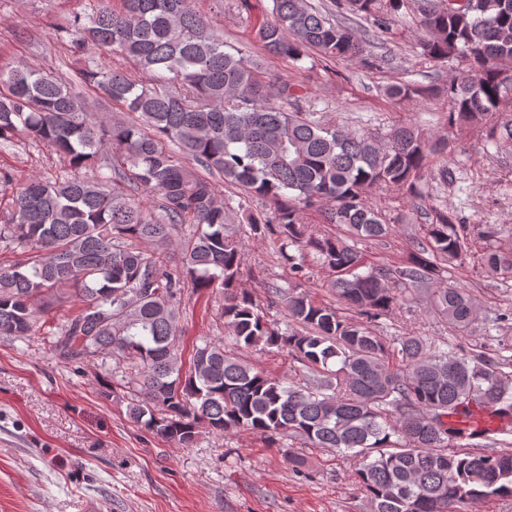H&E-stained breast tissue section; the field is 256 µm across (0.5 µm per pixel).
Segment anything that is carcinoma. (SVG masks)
<instances>
[{
    "label": "carcinoma",
    "mask_w": 512,
    "mask_h": 512,
    "mask_svg": "<svg viewBox=\"0 0 512 512\" xmlns=\"http://www.w3.org/2000/svg\"><path fill=\"white\" fill-rule=\"evenodd\" d=\"M272 2L271 19L256 29L269 53L375 65L365 54L367 34L308 0ZM376 4L332 6L372 18L384 32L404 0H389L387 16ZM417 26L422 55L470 62L448 80V126L479 124L495 148L511 145L512 0H463L450 9L419 0ZM65 31L85 54L75 77L24 64L0 71V140L22 136L64 162L53 180L20 183L0 224V253L22 256L0 266V339L38 335L35 302L50 309L69 290L81 306L56 325L52 351L65 364L109 367L128 389L129 418L153 436L183 448L205 431H248L272 442L298 436L356 460L373 512H465L473 502L511 497L512 451L496 445L512 426L472 429L458 420H470L473 407L512 411V372L482 355L450 358L426 336L388 340L369 327L469 254L465 226L438 207L430 208L426 242L397 266L363 272L356 246L391 232L366 190L384 184L424 198L420 172L431 157L448 156V140L431 141L411 126L359 136L323 121L293 88L267 82L261 63L224 51V36L189 0H121L118 9L89 0ZM97 51L132 61L149 81H130L99 63ZM80 87L140 122L99 119ZM435 94L415 84L388 90L399 100ZM216 176L246 198L264 199L269 211H234L217 193ZM125 186L158 194L157 210L128 197ZM316 205L338 232L302 223L301 211ZM243 224L270 238L288 264V286L272 283L263 301L240 287ZM309 253L336 273V304L305 290ZM483 258L491 273L512 272L511 252L489 246ZM188 288L223 295L220 317L235 349L285 352L313 380L286 383L208 339L182 371L178 309ZM428 301L458 330L470 328L476 305L464 289L450 282ZM280 305L283 328L267 314Z\"/></svg>",
    "instance_id": "1"
}]
</instances>
